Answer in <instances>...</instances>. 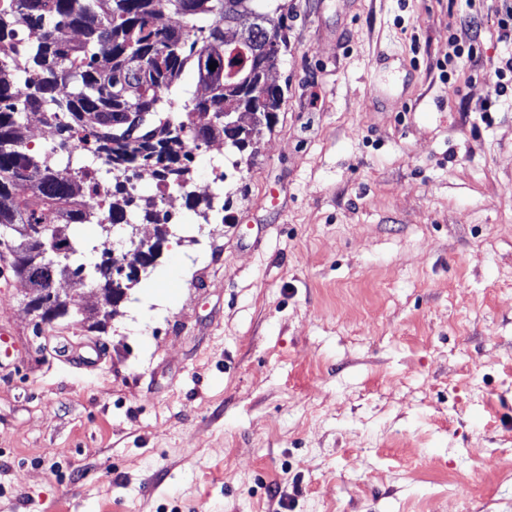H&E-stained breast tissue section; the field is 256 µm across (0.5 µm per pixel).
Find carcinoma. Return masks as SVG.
Wrapping results in <instances>:
<instances>
[{
	"label": "carcinoma",
	"mask_w": 512,
	"mask_h": 512,
	"mask_svg": "<svg viewBox=\"0 0 512 512\" xmlns=\"http://www.w3.org/2000/svg\"><path fill=\"white\" fill-rule=\"evenodd\" d=\"M283 9L277 0H0V228L23 229L20 277L39 285L38 237L127 223L133 198L122 181L107 211L86 203L81 158L66 151L74 136L89 138L121 175L151 165L160 180L181 185L185 138L222 137L240 152L257 127L271 126L284 90L265 74L288 48ZM169 13L185 25H169ZM65 29L82 39L60 37ZM188 67L209 95L187 101L179 117L161 116L172 105L163 94ZM28 114L53 121L65 156L27 151L19 128Z\"/></svg>",
	"instance_id": "carcinoma-1"
}]
</instances>
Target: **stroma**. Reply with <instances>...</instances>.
I'll list each match as a JSON object with an SVG mask.
<instances>
[{
  "label": "stroma",
  "mask_w": 512,
  "mask_h": 512,
  "mask_svg": "<svg viewBox=\"0 0 512 512\" xmlns=\"http://www.w3.org/2000/svg\"><path fill=\"white\" fill-rule=\"evenodd\" d=\"M284 90L196 238L218 154L114 308L0 245V512H512V57L465 0H283ZM497 459L494 468L486 457ZM479 35L471 20L464 21L460 27V37L453 34L449 42L454 46V57L463 65H469L475 71L483 70V58L479 52Z\"/></svg>",
  "instance_id": "1"
}]
</instances>
